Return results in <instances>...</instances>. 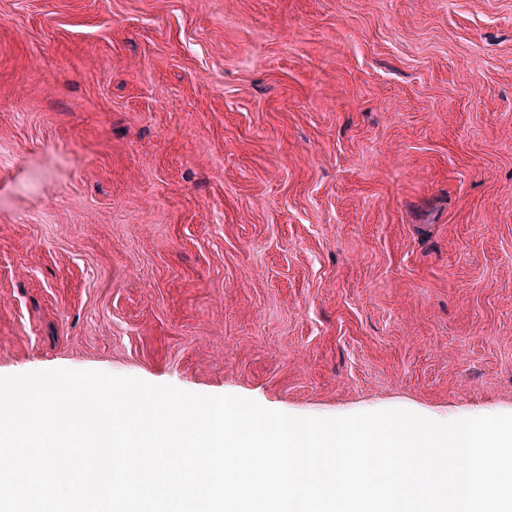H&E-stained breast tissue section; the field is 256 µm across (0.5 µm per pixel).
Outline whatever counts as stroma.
Listing matches in <instances>:
<instances>
[{
  "label": "stroma",
  "instance_id": "1",
  "mask_svg": "<svg viewBox=\"0 0 512 512\" xmlns=\"http://www.w3.org/2000/svg\"><path fill=\"white\" fill-rule=\"evenodd\" d=\"M512 414V0H0V376Z\"/></svg>",
  "mask_w": 512,
  "mask_h": 512
}]
</instances>
